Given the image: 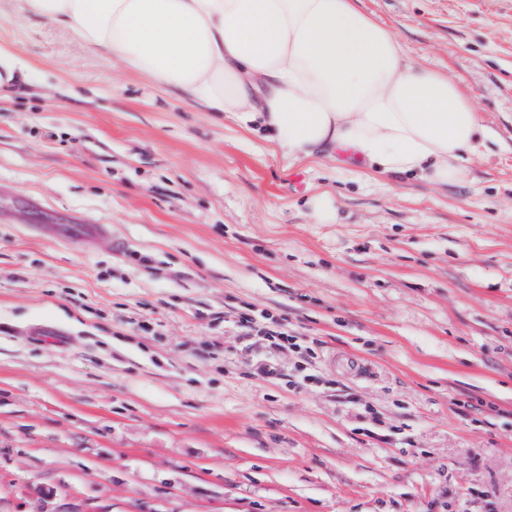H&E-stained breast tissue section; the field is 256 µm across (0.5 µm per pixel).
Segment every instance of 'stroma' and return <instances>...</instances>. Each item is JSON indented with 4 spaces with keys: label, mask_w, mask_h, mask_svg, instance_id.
<instances>
[{
    "label": "stroma",
    "mask_w": 512,
    "mask_h": 512,
    "mask_svg": "<svg viewBox=\"0 0 512 512\" xmlns=\"http://www.w3.org/2000/svg\"><path fill=\"white\" fill-rule=\"evenodd\" d=\"M358 5L480 113L463 182L287 167L0 0V512H512V0ZM21 79H27L26 70L10 50L0 47V90L10 88ZM308 206L313 219L318 224H335L339 221L336 198L329 190L312 196ZM238 327L247 329L246 335L251 336L256 331L255 336H263V339L269 342L270 346L278 349L292 350L301 354L303 359L312 357V348L306 345L303 336H295L288 332L285 325L279 323L274 328L268 326H260V323L250 316H241L238 320Z\"/></svg>",
    "instance_id": "obj_1"
}]
</instances>
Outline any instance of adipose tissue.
<instances>
[{"label":"adipose tissue","mask_w":512,"mask_h":512,"mask_svg":"<svg viewBox=\"0 0 512 512\" xmlns=\"http://www.w3.org/2000/svg\"><path fill=\"white\" fill-rule=\"evenodd\" d=\"M259 133L288 164L353 165L441 185L461 181L486 128L440 72L357 0H18Z\"/></svg>","instance_id":"adipose-tissue-1"}]
</instances>
